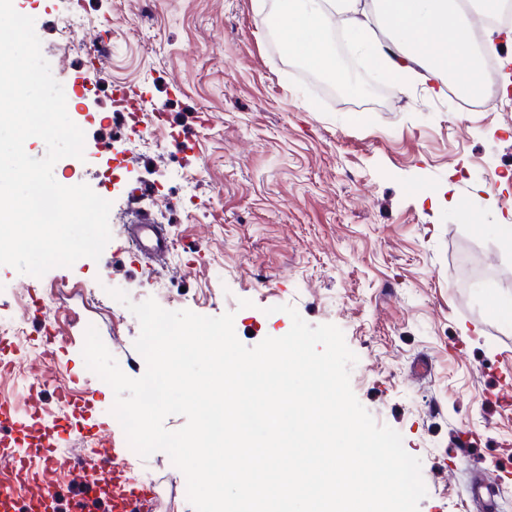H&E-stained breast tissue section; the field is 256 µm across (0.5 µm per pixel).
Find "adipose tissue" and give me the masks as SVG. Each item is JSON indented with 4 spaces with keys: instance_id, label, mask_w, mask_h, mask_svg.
<instances>
[{
    "instance_id": "ef3b65f1",
    "label": "adipose tissue",
    "mask_w": 512,
    "mask_h": 512,
    "mask_svg": "<svg viewBox=\"0 0 512 512\" xmlns=\"http://www.w3.org/2000/svg\"><path fill=\"white\" fill-rule=\"evenodd\" d=\"M374 5V15L365 17L359 0H283L278 29L289 50L320 68L330 63L325 33L339 16L351 49L373 57L391 80L402 81L415 66L442 80H468L481 71L484 55L472 46V22L461 0H374ZM377 24L386 28L388 42L375 39Z\"/></svg>"
}]
</instances>
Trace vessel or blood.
Segmentation results:
<instances>
[{
	"label": "vessel or blood",
	"mask_w": 512,
	"mask_h": 512,
	"mask_svg": "<svg viewBox=\"0 0 512 512\" xmlns=\"http://www.w3.org/2000/svg\"><path fill=\"white\" fill-rule=\"evenodd\" d=\"M128 242L132 249L153 258L171 249L162 225L144 218L128 227ZM92 448L71 469L76 498L81 502L108 503L112 512H156L159 494L153 490L133 487L126 473L115 465L119 452L103 432L89 437ZM26 484L30 503L40 512H55V481L50 473L33 472L32 464L9 450L0 451V512H16L12 494L14 484ZM497 477L490 472L478 474L473 480L470 494L484 501L483 512H498L492 489Z\"/></svg>",
	"instance_id": "obj_1"
}]
</instances>
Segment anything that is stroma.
Here are the masks:
<instances>
[{"mask_svg":"<svg viewBox=\"0 0 512 512\" xmlns=\"http://www.w3.org/2000/svg\"><path fill=\"white\" fill-rule=\"evenodd\" d=\"M278 0H13L35 20L43 56L85 133L83 158L54 166L58 183L88 184L111 201V239L43 276L0 265V322L23 327L0 342L20 371L0 377V399L21 421L62 422L58 441L86 454L85 428L127 448L110 386L86 375L95 326L120 369L146 368L137 318L110 292L167 310L234 315L245 346L285 335L293 306L310 325L340 328L358 360L350 385L374 420L420 458L419 512H472L477 468L501 485L512 512V326L496 308L512 298V94L487 110L455 112L428 80L385 81L353 58L344 95L286 51ZM85 16L83 47L61 30ZM139 104L130 130L126 98ZM172 241L163 261L128 244L131 209ZM70 344L49 358L46 329ZM95 394L89 419L63 407L64 390ZM477 438L460 458L454 436ZM136 483L166 480L159 512H194L182 473L158 451L124 463Z\"/></svg>","mask_w":512,"mask_h":512,"instance_id":"obj_1","label":"stroma"}]
</instances>
